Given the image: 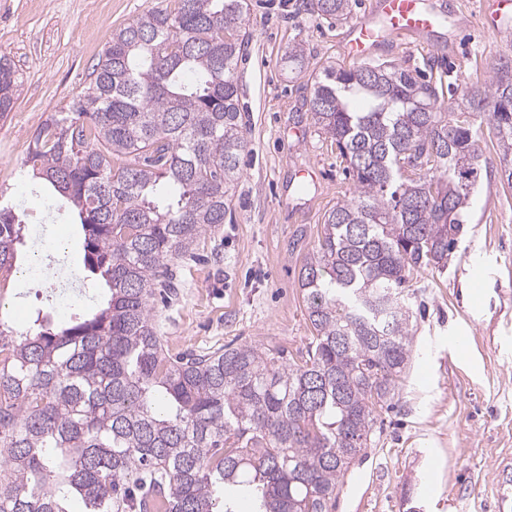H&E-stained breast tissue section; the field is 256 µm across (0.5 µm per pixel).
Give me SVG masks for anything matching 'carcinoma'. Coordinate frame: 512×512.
<instances>
[{
	"label": "carcinoma",
	"mask_w": 512,
	"mask_h": 512,
	"mask_svg": "<svg viewBox=\"0 0 512 512\" xmlns=\"http://www.w3.org/2000/svg\"><path fill=\"white\" fill-rule=\"evenodd\" d=\"M349 5L303 2L330 18ZM247 8H149L112 32L81 95L34 134L26 165L77 214L84 267L109 298L89 317L37 321L19 341L0 317V512H72L73 501L82 512H217L219 489L254 492L257 512H330L410 367V282L447 267L461 241L483 126L512 188L511 65L446 106L436 85L391 64L328 66L304 105L355 189L301 268L306 357L287 365L251 345L165 355L151 299L170 286L168 264L224 223L246 147ZM285 63L308 67L303 44ZM16 87L0 55L1 119ZM21 236L0 198V279Z\"/></svg>",
	"instance_id": "obj_1"
}]
</instances>
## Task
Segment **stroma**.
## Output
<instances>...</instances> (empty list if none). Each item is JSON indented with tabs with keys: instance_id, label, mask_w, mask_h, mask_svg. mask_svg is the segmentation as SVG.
<instances>
[{
	"instance_id": "obj_1",
	"label": "stroma",
	"mask_w": 512,
	"mask_h": 512,
	"mask_svg": "<svg viewBox=\"0 0 512 512\" xmlns=\"http://www.w3.org/2000/svg\"><path fill=\"white\" fill-rule=\"evenodd\" d=\"M158 0H0V54L16 69L19 96L0 121V192L17 199L27 235L0 311L15 336L36 316L58 320L59 291L30 269L70 271L71 311L93 312L102 282L83 275V239L70 212L33 191L25 175L33 134L50 113L68 109L88 85L114 30ZM374 0H351L346 19L311 16L301 0H248L249 44L238 66L247 146L227 217L171 264L177 292L155 302L156 327L170 354L229 344L285 353L300 361L311 336L299 282L318 245L325 214L350 199L345 160L301 108L324 67H354L342 44ZM484 0H453L449 22L427 37H387L372 63L387 62L443 78L449 89L490 79L512 60V8L494 30L481 23ZM303 44L309 66L284 70L289 47ZM486 162L470 220L447 269L413 285L412 362L389 407L380 409L372 442L342 478L331 512H512V189H503L494 150ZM316 173L299 192L296 173Z\"/></svg>"
}]
</instances>
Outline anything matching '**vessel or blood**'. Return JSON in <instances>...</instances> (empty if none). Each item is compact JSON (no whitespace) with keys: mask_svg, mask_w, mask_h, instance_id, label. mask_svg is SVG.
<instances>
[{"mask_svg":"<svg viewBox=\"0 0 512 512\" xmlns=\"http://www.w3.org/2000/svg\"><path fill=\"white\" fill-rule=\"evenodd\" d=\"M442 15L426 0H376L372 17L356 22L345 43V54L368 57L386 35L424 34L441 24Z\"/></svg>","mask_w":512,"mask_h":512,"instance_id":"vessel-or-blood-1","label":"vessel or blood"}]
</instances>
